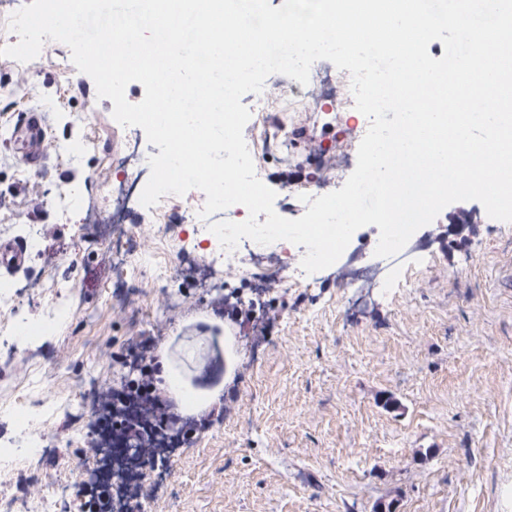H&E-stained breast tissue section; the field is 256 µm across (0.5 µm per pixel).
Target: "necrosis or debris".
Returning a JSON list of instances; mask_svg holds the SVG:
<instances>
[{
  "instance_id": "4bbe7bcc",
  "label": "necrosis or debris",
  "mask_w": 512,
  "mask_h": 512,
  "mask_svg": "<svg viewBox=\"0 0 512 512\" xmlns=\"http://www.w3.org/2000/svg\"><path fill=\"white\" fill-rule=\"evenodd\" d=\"M269 88L258 96L247 99L246 107L254 116L244 129V138L252 157L261 159L262 167L256 175L264 184H271L274 174L291 177L285 210L292 217H300L307 209L302 195L317 197L340 189L349 167L357 162L358 146L370 122L359 118L350 124L355 111L348 71L338 69L328 61L318 62L310 70L306 86L294 88L291 78L273 74L267 80ZM314 133L336 134V150L324 155L321 163H312L302 149L304 135ZM128 166L122 167V176L112 185V214L119 223H126L132 210L130 186L136 183L141 167L147 166L148 154L132 150ZM186 220L192 223L197 237L208 242L213 260L223 261L227 273L237 277L243 290L251 292L252 319H259V307L264 297L260 285L277 281L288 287H311L309 275L300 265L282 266L271 261L267 246L242 239L237 250L222 248L217 237L200 220L197 210H189ZM22 284L0 291V304L10 308L15 321L12 336L0 340V361L7 363L17 355H24L31 368H38L43 348L39 334L50 333L55 320L64 315L68 303L56 298L37 324H30L18 305ZM53 413L44 402L19 399L13 411L15 426L7 442H0V468L10 465L22 468L33 482L41 484L42 494L36 501L0 497V512H68L78 496L79 482L72 480L44 484L41 471L43 460L57 454L58 445L44 438L39 425Z\"/></svg>"
}]
</instances>
